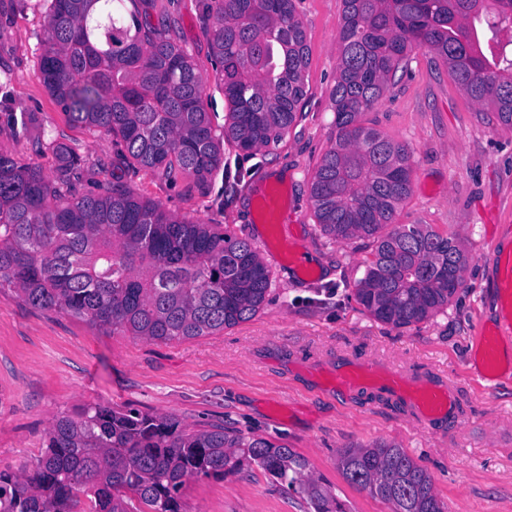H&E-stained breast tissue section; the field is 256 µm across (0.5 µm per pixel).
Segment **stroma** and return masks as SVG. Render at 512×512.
I'll return each instance as SVG.
<instances>
[{
	"label": "stroma",
	"mask_w": 512,
	"mask_h": 512,
	"mask_svg": "<svg viewBox=\"0 0 512 512\" xmlns=\"http://www.w3.org/2000/svg\"><path fill=\"white\" fill-rule=\"evenodd\" d=\"M295 7L309 48L302 117L278 146L245 152L225 145V167L247 173L231 198L220 172L201 190L116 164L119 141L74 125L42 83L37 43L45 0H28L0 17V63L12 70V110L35 113L41 128L81 155L83 190L121 181L178 217L224 225L260 244L273 274L264 307L250 321L172 342L115 335L0 292V471H20L44 452L54 415L102 403L168 413L190 431L221 424L247 440L288 445L347 512H390L349 484L338 467L341 450L382 442L404 448L426 470L447 512H512V366L486 372L475 346L495 327L488 259L512 225V127L471 101L424 47L409 51L406 68L360 116V123L413 152L412 193L397 223L434 225L454 236L468 257L463 284L447 307L407 327L376 320L354 296L371 241L336 242L322 234L310 200L313 174L332 143L342 2L295 0ZM203 8L204 0H154L149 20L156 25L175 17L183 46L210 78ZM277 175L291 218L268 236L257 197ZM298 252L310 259L306 270L292 267ZM342 359L378 361L449 383L459 415L423 423L400 401L379 402L358 391L339 397L320 388L313 372ZM184 500L188 512L306 509L254 465L191 482Z\"/></svg>",
	"instance_id": "1"
}]
</instances>
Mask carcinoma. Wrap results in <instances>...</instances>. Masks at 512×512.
<instances>
[{"label": "carcinoma", "instance_id": "obj_1", "mask_svg": "<svg viewBox=\"0 0 512 512\" xmlns=\"http://www.w3.org/2000/svg\"><path fill=\"white\" fill-rule=\"evenodd\" d=\"M39 71L76 125L120 139L119 160L197 186L241 151L282 142L305 95L308 48L294 0H205L203 22L227 103L224 136L207 111V81L180 44L178 22L143 18L152 0H48ZM131 9L124 11L125 3ZM331 92L334 144L311 201L323 234L366 238L372 259L355 297L376 320L407 327L450 303L467 255L431 224H397L412 184L409 148L359 123L412 46L426 47L475 103L512 127V0H342ZM21 124L55 177L0 151V290L122 336L169 342L212 336L253 318L272 271L222 224L168 212L123 182L77 190L83 159L35 117ZM256 465L307 512H346L285 444L244 440L222 425L189 431L173 415L86 404L54 416L44 455L0 471V512H186L193 481ZM339 469L391 512H445L428 473L397 445L346 448Z\"/></svg>", "mask_w": 512, "mask_h": 512}]
</instances>
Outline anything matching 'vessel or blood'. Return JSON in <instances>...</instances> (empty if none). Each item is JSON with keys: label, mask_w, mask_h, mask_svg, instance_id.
<instances>
[{"label": "vessel or blood", "mask_w": 512, "mask_h": 512, "mask_svg": "<svg viewBox=\"0 0 512 512\" xmlns=\"http://www.w3.org/2000/svg\"><path fill=\"white\" fill-rule=\"evenodd\" d=\"M283 194L281 186H268L260 197L262 215L274 216L279 223L286 222V212L273 208ZM490 264L495 276L494 286L499 305L505 312L495 333L480 339V356L486 367L493 370L500 364L499 336L512 335V251L506 253L502 248H494ZM320 378L324 385L339 394L353 391L369 382L373 383L377 389L404 399L422 422L446 416L452 418L456 415L455 392L452 388L407 376L374 361L342 360L321 373Z\"/></svg>", "instance_id": "b4317fda"}]
</instances>
